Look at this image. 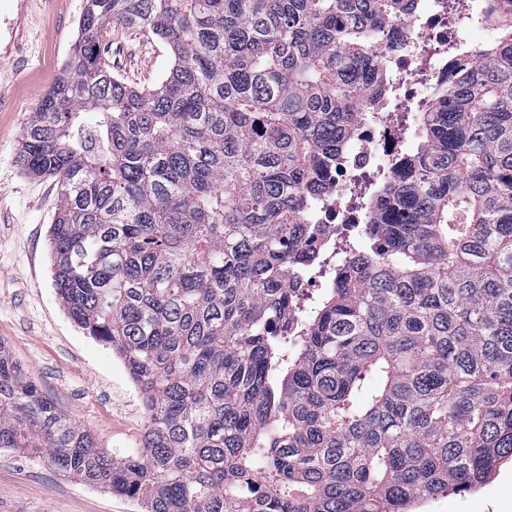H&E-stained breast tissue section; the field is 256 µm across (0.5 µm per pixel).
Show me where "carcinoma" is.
I'll list each match as a JSON object with an SVG mask.
<instances>
[{
    "instance_id": "carcinoma-1",
    "label": "carcinoma",
    "mask_w": 512,
    "mask_h": 512,
    "mask_svg": "<svg viewBox=\"0 0 512 512\" xmlns=\"http://www.w3.org/2000/svg\"><path fill=\"white\" fill-rule=\"evenodd\" d=\"M406 0H85L24 130L52 278L142 394L115 457L0 344V449L142 512H411L512 461V23L448 78L379 215L288 283ZM170 49L137 89L108 27Z\"/></svg>"
}]
</instances>
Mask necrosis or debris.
I'll use <instances>...</instances> for the list:
<instances>
[{"label": "necrosis or debris", "instance_id": "obj_1", "mask_svg": "<svg viewBox=\"0 0 512 512\" xmlns=\"http://www.w3.org/2000/svg\"><path fill=\"white\" fill-rule=\"evenodd\" d=\"M512 16V0H408L389 25L390 37L375 44L358 131L341 150L316 205L304 215L321 227L319 245L330 252L352 225L372 220L368 196L381 181L398 178L418 119L441 104L438 89L451 63H465L472 50L495 40L491 18Z\"/></svg>", "mask_w": 512, "mask_h": 512}]
</instances>
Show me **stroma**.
Masks as SVG:
<instances>
[{"instance_id": "obj_1", "label": "stroma", "mask_w": 512, "mask_h": 512, "mask_svg": "<svg viewBox=\"0 0 512 512\" xmlns=\"http://www.w3.org/2000/svg\"><path fill=\"white\" fill-rule=\"evenodd\" d=\"M84 0H0V344L57 408L112 455L138 448L146 427L142 395L111 348L70 320L53 285L49 227L52 179L33 177L17 157L28 120L65 64ZM26 35L10 44L8 20ZM112 72L151 86L167 73V47L146 31L109 28L102 44ZM0 512H140L137 503L64 476L42 459L0 450ZM414 512H512V463L465 496L428 499Z\"/></svg>"}]
</instances>
